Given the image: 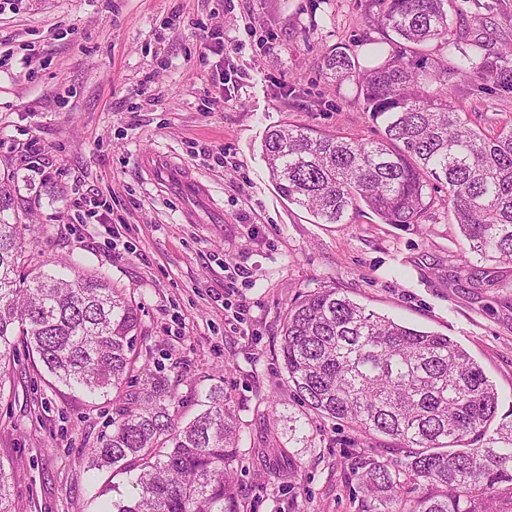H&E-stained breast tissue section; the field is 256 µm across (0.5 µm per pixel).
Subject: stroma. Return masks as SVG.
I'll return each mask as SVG.
<instances>
[{"label":"stroma","instance_id":"obj_1","mask_svg":"<svg viewBox=\"0 0 512 512\" xmlns=\"http://www.w3.org/2000/svg\"><path fill=\"white\" fill-rule=\"evenodd\" d=\"M455 6L454 38L512 44V0ZM377 11L375 0H10L0 12V171L13 172L34 215L27 251L39 265L74 258L133 291L135 372L174 385L181 421L224 390L241 433L238 512H359L357 432L302 407L279 360L289 308L315 289L458 342L496 386L499 415L512 414V263H494L491 286L457 278L463 238L446 190L415 224H384L364 207L320 224L270 177L262 144L274 126L378 137L351 83L324 67L335 47L383 40ZM214 27L220 55L203 49ZM222 85L230 101L206 109ZM457 102L477 128L512 123V92L494 84L462 85ZM155 154L206 186L200 223L185 221L176 181L154 180ZM96 194L111 224L82 223L75 210V198ZM115 222L128 233L113 236ZM118 413L111 397L71 391L26 355L11 363L0 460L24 512H102L126 496L128 474L94 469L87 454ZM267 448L290 457L260 467Z\"/></svg>","mask_w":512,"mask_h":512}]
</instances>
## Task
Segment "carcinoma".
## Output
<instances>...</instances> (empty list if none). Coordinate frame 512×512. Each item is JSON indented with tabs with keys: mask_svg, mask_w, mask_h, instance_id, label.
Returning a JSON list of instances; mask_svg holds the SVG:
<instances>
[{
	"mask_svg": "<svg viewBox=\"0 0 512 512\" xmlns=\"http://www.w3.org/2000/svg\"><path fill=\"white\" fill-rule=\"evenodd\" d=\"M389 46L360 68L338 48L325 59L338 83L382 124L375 139L311 134L284 124L263 144L284 198L324 224H342L362 206L384 224L418 223L428 190H448L466 241L459 272L476 282L474 262L512 263V127L487 134L462 116L459 86L493 79L512 90V45L474 40L457 61L429 59L449 45L452 0H376ZM25 224L0 217V369L19 344L67 387L122 402L112 432L88 449L91 465L135 472L132 491L109 512H237L239 428L220 390L192 420L179 422L162 377L129 392L137 359V306L103 273L68 262L32 265ZM288 388L308 410L406 449L381 461L355 455L351 469L362 512H512V420L496 422L498 394L456 342L404 326L333 287L288 309L280 347ZM13 472L0 460V512H19Z\"/></svg>",
	"mask_w": 512,
	"mask_h": 512,
	"instance_id": "cac0c4a2",
	"label": "carcinoma"
}]
</instances>
